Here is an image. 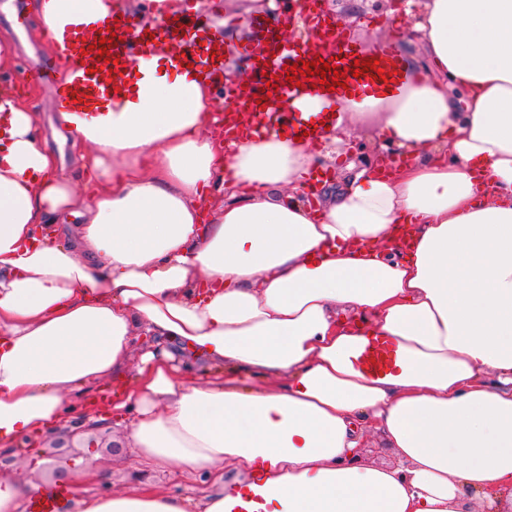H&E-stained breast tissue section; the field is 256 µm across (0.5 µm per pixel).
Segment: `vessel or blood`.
<instances>
[{
	"instance_id": "obj_1",
	"label": "vessel or blood",
	"mask_w": 512,
	"mask_h": 512,
	"mask_svg": "<svg viewBox=\"0 0 512 512\" xmlns=\"http://www.w3.org/2000/svg\"><path fill=\"white\" fill-rule=\"evenodd\" d=\"M312 28L318 38L335 43L334 63L338 67H353L355 60L365 58L366 52L354 39L347 36L344 27L319 16L312 17ZM252 37L239 48L249 62V81L239 99L240 109L246 110L245 123L249 134L268 137L304 136L306 143L320 142L336 122L332 112H318L303 116L287 110L273 111L275 97L304 98L314 95L313 86L299 88L287 81L286 68L294 63L314 61L315 55L303 48L279 45L278 28L263 18H255ZM106 41L108 54L100 56L97 45ZM180 41L181 48L172 54L170 62L176 70L202 78L203 82L217 84L225 79L224 56L227 49L214 23L201 18L192 9L168 18L163 26H155L142 16L123 14L106 17L93 24H82L68 29L62 37L60 58H41L26 66V81L53 86L58 102L95 112L111 106L113 79L119 64H132L135 57H148L159 43ZM379 68L386 79H377L373 69L364 66L347 87H335L324 93V100H336L348 95L368 96L383 92H397L407 81L408 74L398 54L385 50L377 54ZM69 66V78L56 79L59 61ZM390 347L381 337L371 338L358 358L364 368L384 371L389 365Z\"/></svg>"
}]
</instances>
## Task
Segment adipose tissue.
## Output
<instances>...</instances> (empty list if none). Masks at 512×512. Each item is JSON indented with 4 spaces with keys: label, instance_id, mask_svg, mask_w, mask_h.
I'll return each mask as SVG.
<instances>
[{
    "label": "adipose tissue",
    "instance_id": "ef3b65f1",
    "mask_svg": "<svg viewBox=\"0 0 512 512\" xmlns=\"http://www.w3.org/2000/svg\"><path fill=\"white\" fill-rule=\"evenodd\" d=\"M417 5L410 81L342 108L407 161L348 165L316 209L319 153L216 139L212 87L161 73V55L108 111L59 108L87 194L0 91V452L74 426L108 380L138 457L209 485L91 492L109 476L86 439L65 512H512V0ZM111 10L37 0L39 35L57 48ZM373 336L390 344L382 374L357 362ZM370 421L395 463L361 462ZM26 468L0 475V512L52 486L51 459Z\"/></svg>",
    "mask_w": 512,
    "mask_h": 512
}]
</instances>
